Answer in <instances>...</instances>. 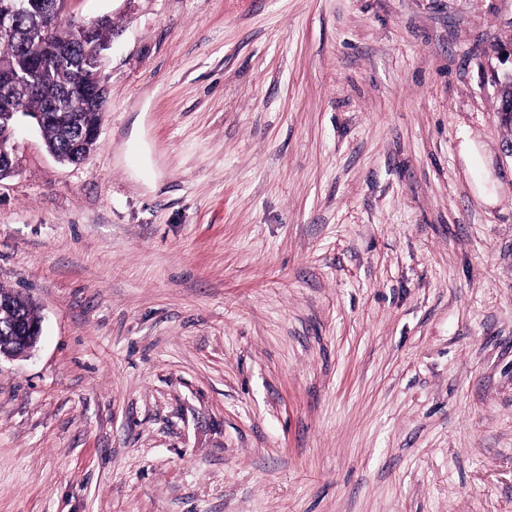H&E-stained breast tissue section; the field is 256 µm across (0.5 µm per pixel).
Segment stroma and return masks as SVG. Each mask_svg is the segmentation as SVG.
Returning <instances> with one entry per match:
<instances>
[{"mask_svg":"<svg viewBox=\"0 0 512 512\" xmlns=\"http://www.w3.org/2000/svg\"><path fill=\"white\" fill-rule=\"evenodd\" d=\"M64 14L121 31L0 180V512H512V0ZM501 50L506 51L505 58L510 60V71L504 72L500 77H495L497 89V110L505 123L512 125V33L502 41ZM508 85V88H503ZM0 296L2 308L5 302H8L13 307L14 315L21 317L24 322L31 324L39 320L32 303L20 293L1 287ZM0 319V352L20 356L23 353L24 344L19 336H22L23 330L21 328L17 329L13 319L5 317L3 312ZM41 329V320L35 324L27 325L26 332L31 336H22V341L30 342L33 338L34 342H37L41 335Z\"/></svg>","mask_w":512,"mask_h":512,"instance_id":"1","label":"stroma"}]
</instances>
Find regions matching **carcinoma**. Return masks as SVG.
Instances as JSON below:
<instances>
[{
  "mask_svg": "<svg viewBox=\"0 0 512 512\" xmlns=\"http://www.w3.org/2000/svg\"><path fill=\"white\" fill-rule=\"evenodd\" d=\"M46 3L52 4L57 13L63 12L64 0H26L27 30L0 31V68L25 73L20 80L0 84V121L3 104L8 105L10 112H43L46 119L41 135L45 147L86 158L97 148L98 139L77 143L72 118L79 117L85 128L98 129L105 104L86 99L78 84L82 76L102 68L104 52L119 29L108 18L77 23L61 16L53 29L45 30L41 15ZM29 33L48 56L45 64L32 72L28 71V59L20 48L21 40ZM0 301L9 303L14 315L29 324L39 320L32 303L18 292L1 287ZM21 335L22 330L15 327L13 319L1 314L0 352L21 355Z\"/></svg>",
  "mask_w": 512,
  "mask_h": 512,
  "instance_id": "cac0c4a2",
  "label": "carcinoma"
}]
</instances>
